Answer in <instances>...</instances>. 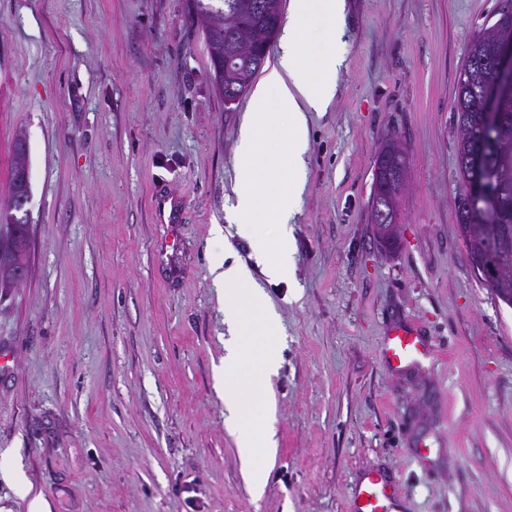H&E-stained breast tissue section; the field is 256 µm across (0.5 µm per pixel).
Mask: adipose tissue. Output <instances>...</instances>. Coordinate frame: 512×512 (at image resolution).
<instances>
[{
	"mask_svg": "<svg viewBox=\"0 0 512 512\" xmlns=\"http://www.w3.org/2000/svg\"><path fill=\"white\" fill-rule=\"evenodd\" d=\"M345 11V0H293L292 15L279 39L278 62L256 90L240 128L234 217L240 233L251 239L266 276L274 280L286 278L292 267L289 226L305 183L308 115L322 111L336 92L343 62L337 46ZM307 25L322 29V53L301 45L299 33ZM278 133L283 136L286 160L271 167L266 163L267 143ZM262 205L280 228L273 246L253 224V215ZM212 272L224 294L225 425L236 433L252 488L259 492L265 486L268 465L258 459L257 451L274 448L275 442L255 398L278 365V322L248 268L219 257ZM249 336L257 337V344L247 345Z\"/></svg>",
	"mask_w": 512,
	"mask_h": 512,
	"instance_id": "ef3b65f1",
	"label": "adipose tissue"
}]
</instances>
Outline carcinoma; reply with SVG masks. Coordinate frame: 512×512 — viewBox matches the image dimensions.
<instances>
[{"label": "carcinoma", "mask_w": 512, "mask_h": 512, "mask_svg": "<svg viewBox=\"0 0 512 512\" xmlns=\"http://www.w3.org/2000/svg\"><path fill=\"white\" fill-rule=\"evenodd\" d=\"M189 11L200 20L204 41L209 53L211 68L224 58V39L233 31L245 53L229 65H224V86L245 93L258 74L254 64L257 53L264 44L271 43L272 34L278 33L282 18L283 0H189ZM512 40V26L497 30L482 28L472 38L461 71L471 72L474 81L482 84L492 80L485 69L473 68V63L490 58L503 39ZM452 111L457 117L459 131L458 155L475 150L486 151V158L493 165L496 189L503 204L501 219L512 226V121L507 123L496 137H483L479 113L471 111V100L461 89L455 90ZM29 199V172L26 165V144L21 138L14 146V162L9 200L0 223L6 233L15 236L16 251L7 261L0 263V285L9 282L15 269L29 264V249L23 237V226L29 223V213L19 199ZM471 229H461L470 261L474 268L492 259L496 276L487 281L496 295L512 296V238L503 241L491 233L490 222L477 202H472Z\"/></svg>", "instance_id": "cac0c4a2"}]
</instances>
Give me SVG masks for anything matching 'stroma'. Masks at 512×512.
I'll use <instances>...</instances> for the list:
<instances>
[{
	"label": "stroma",
	"instance_id": "obj_1",
	"mask_svg": "<svg viewBox=\"0 0 512 512\" xmlns=\"http://www.w3.org/2000/svg\"><path fill=\"white\" fill-rule=\"evenodd\" d=\"M501 0H346L343 64L310 115L286 280L230 207L244 94L226 105L187 0H0V206L24 135L30 273L0 290V512H350L381 468L404 512H512V306L460 236L452 112L473 33ZM390 135L410 159L395 250L369 198ZM186 210L161 255L151 190ZM280 321L257 398L276 448L255 494L217 389L214 255ZM420 324L432 363H383Z\"/></svg>",
	"mask_w": 512,
	"mask_h": 512
}]
</instances>
